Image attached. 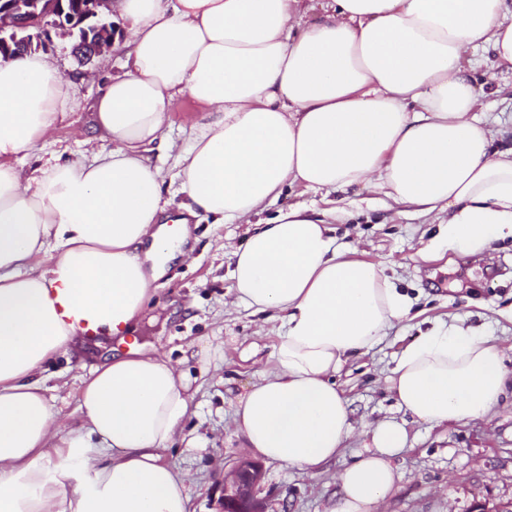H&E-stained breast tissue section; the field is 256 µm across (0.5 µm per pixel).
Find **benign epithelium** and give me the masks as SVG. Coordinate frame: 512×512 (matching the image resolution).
<instances>
[{
  "instance_id": "7a95c632",
  "label": "benign epithelium",
  "mask_w": 512,
  "mask_h": 512,
  "mask_svg": "<svg viewBox=\"0 0 512 512\" xmlns=\"http://www.w3.org/2000/svg\"><path fill=\"white\" fill-rule=\"evenodd\" d=\"M112 0H79L78 13L65 12L62 0H32L31 9L22 8V0H0V40L22 41L29 51H37L55 30L63 36L75 37L77 29L95 19L98 37L87 53L91 61L112 49L115 40L113 23L104 17ZM264 478L263 467L252 460H240L224 474L222 512H265L258 498Z\"/></svg>"
}]
</instances>
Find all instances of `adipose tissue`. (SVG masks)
<instances>
[{"instance_id":"obj_1","label":"adipose tissue","mask_w":512,"mask_h":512,"mask_svg":"<svg viewBox=\"0 0 512 512\" xmlns=\"http://www.w3.org/2000/svg\"><path fill=\"white\" fill-rule=\"evenodd\" d=\"M304 2L115 0L131 66L94 105L111 147L36 176L16 160L55 130L67 81L42 55L0 56V512H189L187 476L163 452L182 434L190 378L167 353L133 347L90 366L79 428L63 427L42 376L83 350L79 318L131 332L185 253L150 158L176 96L203 107L177 156L188 215L252 225L228 252L224 311L278 324L269 367L233 407L254 457L320 474L352 432L337 373L413 307L308 208L263 221L267 202L288 186L369 184L447 212L435 242L457 256L512 236V147L496 149L475 117L471 55L487 47L512 69V0H329L311 24ZM388 382L401 409L440 426L485 415L512 374L500 345L439 322L400 350ZM406 443L402 423L375 425L332 512H377Z\"/></svg>"}]
</instances>
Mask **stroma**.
<instances>
[{"mask_svg": "<svg viewBox=\"0 0 512 512\" xmlns=\"http://www.w3.org/2000/svg\"><path fill=\"white\" fill-rule=\"evenodd\" d=\"M72 41L53 36L44 52L69 82L70 98L55 132L17 166L26 175L49 167L55 159L88 161L103 146L94 128L93 104L103 85L123 74L129 63L126 44L83 64L71 52ZM483 86L482 110L495 118L497 147L512 145V72L485 59L477 71ZM288 206H306L326 215L347 214L336 235L353 243L361 258L385 263V273L408 294L417 318L387 330L380 344L351 357L336 375L353 412L354 430L340 455L324 473L311 476L279 462H264L259 493L265 512H329L337 500L339 473L364 451L366 430L384 420L405 421L408 440L393 463L400 475L382 512H471L475 503L512 501V386L485 416L447 426L406 418L387 388L393 357L403 346L432 328L434 319H462L483 329L493 342L508 347L512 371V238L497 242L493 255L462 259L444 251L424 258L434 235L433 216H421L396 205L371 187L313 192L285 188L268 205L265 216ZM246 234L242 224H215L202 219L191 226L187 259L172 264L158 281L139 334L182 361L191 376L193 401L184 422V441L166 451V458L188 476L190 512H220L224 474L248 451L234 436L233 402L258 381L276 341L265 315L241 307L224 312L231 286L227 247ZM208 346L215 355L209 371L197 360H184L188 346ZM91 354L58 357L45 373L55 405L71 425L77 412L81 376Z\"/></svg>", "mask_w": 512, "mask_h": 512, "instance_id": "1", "label": "stroma"}]
</instances>
